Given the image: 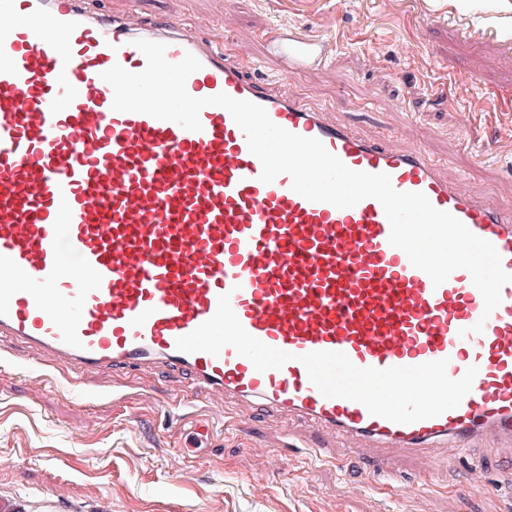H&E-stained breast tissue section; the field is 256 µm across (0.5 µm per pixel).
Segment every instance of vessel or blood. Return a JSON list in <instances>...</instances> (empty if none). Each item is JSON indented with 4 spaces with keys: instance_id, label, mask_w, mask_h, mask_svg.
Listing matches in <instances>:
<instances>
[{
    "instance_id": "obj_1",
    "label": "vessel or blood",
    "mask_w": 512,
    "mask_h": 512,
    "mask_svg": "<svg viewBox=\"0 0 512 512\" xmlns=\"http://www.w3.org/2000/svg\"><path fill=\"white\" fill-rule=\"evenodd\" d=\"M139 39L166 44L169 61L189 53L201 62L186 81L191 96L257 103L348 168L424 193L492 243L512 273V205L449 177L426 150L381 146L299 97L276 94L176 23L133 31L85 0H0V338L75 380L166 367L170 394L204 396L217 419L234 404L372 440L380 473L394 454L441 440L460 453L487 430L512 440V283L485 313L468 271L436 286L390 245L378 200L340 209L305 199L288 175L261 182L259 159L222 107H205L198 131L114 111L102 74L116 64L142 71ZM275 47L287 69L325 61L314 42L288 36ZM225 293L243 328L291 361L260 372L230 346L216 356L177 350ZM479 322L483 332L472 333ZM319 351L343 353L359 368L444 359L450 378L472 366L478 373L456 408L398 424L322 395L300 361Z\"/></svg>"
}]
</instances>
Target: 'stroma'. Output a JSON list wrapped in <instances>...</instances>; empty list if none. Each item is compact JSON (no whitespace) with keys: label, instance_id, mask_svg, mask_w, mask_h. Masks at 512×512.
Here are the masks:
<instances>
[{"label":"stroma","instance_id":"1","mask_svg":"<svg viewBox=\"0 0 512 512\" xmlns=\"http://www.w3.org/2000/svg\"><path fill=\"white\" fill-rule=\"evenodd\" d=\"M93 11L183 24L233 53L274 88L328 109L359 135L420 147L466 175L474 191L512 201V0H88ZM320 43L319 74L282 72L268 45L281 32ZM470 80L488 111L454 95ZM0 497L14 512H512V443L473 437V460L446 444L394 458L375 473L352 440L309 469L310 422L272 411L213 420L202 399L168 393L165 370L89 375L41 365L0 341ZM42 376L45 388L28 389ZM185 454L183 470L173 457ZM67 486L66 500L50 494Z\"/></svg>","mask_w":512,"mask_h":512}]
</instances>
